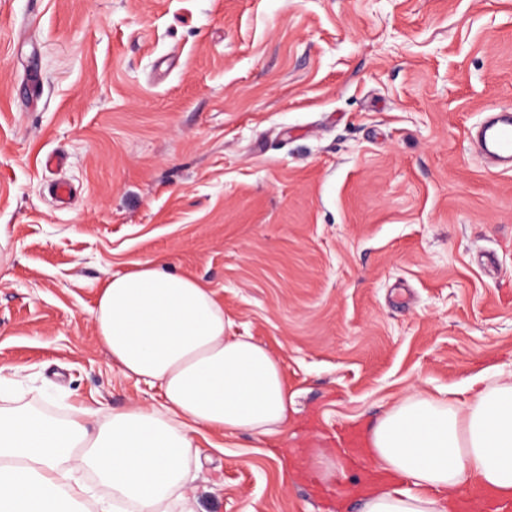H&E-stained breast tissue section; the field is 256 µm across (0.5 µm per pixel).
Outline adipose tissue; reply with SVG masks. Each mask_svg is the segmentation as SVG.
I'll return each instance as SVG.
<instances>
[{
  "label": "adipose tissue",
  "mask_w": 512,
  "mask_h": 512,
  "mask_svg": "<svg viewBox=\"0 0 512 512\" xmlns=\"http://www.w3.org/2000/svg\"><path fill=\"white\" fill-rule=\"evenodd\" d=\"M96 339L125 375L156 386V404L113 412L96 430L73 408L57 420L4 403L0 375V512H88L77 474L112 494L101 512H200L189 492L194 435L283 432L294 400L282 365L231 333L211 288L145 262L107 280L92 311ZM386 479L361 512H456L471 480L512 499V377L463 403L412 393L369 430Z\"/></svg>",
  "instance_id": "1"
}]
</instances>
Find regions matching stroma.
Masks as SVG:
<instances>
[{"mask_svg":"<svg viewBox=\"0 0 512 512\" xmlns=\"http://www.w3.org/2000/svg\"><path fill=\"white\" fill-rule=\"evenodd\" d=\"M512 0H0V367L88 426L158 388L98 345L103 284L152 261L281 362L288 433L196 435L203 512H331L339 437L412 392L512 373ZM70 194L59 201L57 183ZM478 143L481 151L504 167L512 163V117L506 113L482 128Z\"/></svg>","mask_w":512,"mask_h":512,"instance_id":"obj_1","label":"stroma"}]
</instances>
